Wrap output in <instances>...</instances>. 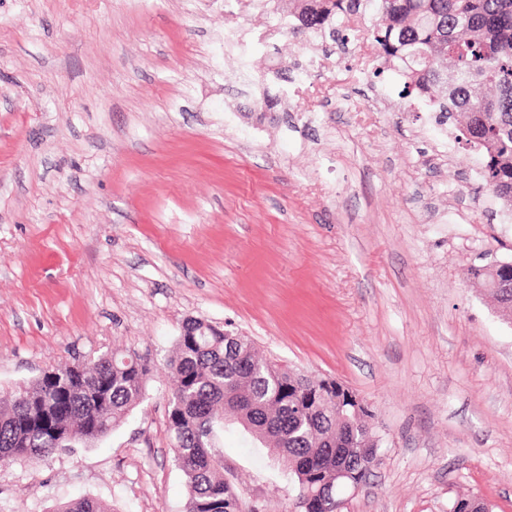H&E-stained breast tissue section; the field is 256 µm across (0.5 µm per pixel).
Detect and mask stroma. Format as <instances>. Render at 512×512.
Listing matches in <instances>:
<instances>
[{
	"label": "stroma",
	"instance_id": "1",
	"mask_svg": "<svg viewBox=\"0 0 512 512\" xmlns=\"http://www.w3.org/2000/svg\"><path fill=\"white\" fill-rule=\"evenodd\" d=\"M287 11L0 0V392L113 350L156 366L106 437L0 466V512H184L164 364L189 319L366 401L380 463L341 512H512V325L469 278L512 261V221L370 44L271 32ZM215 450L240 512H300L239 427ZM51 512H112L97 498L85 496L61 505Z\"/></svg>",
	"mask_w": 512,
	"mask_h": 512
}]
</instances>
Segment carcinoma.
I'll use <instances>...</instances> for the list:
<instances>
[{
    "label": "carcinoma",
    "mask_w": 512,
    "mask_h": 512,
    "mask_svg": "<svg viewBox=\"0 0 512 512\" xmlns=\"http://www.w3.org/2000/svg\"><path fill=\"white\" fill-rule=\"evenodd\" d=\"M289 28L346 43L351 22L383 63L404 79L401 95L462 126L483 155L481 178L512 213V0H289ZM499 300L512 287V262L471 269ZM225 329L188 319L167 360L173 378L168 426L174 462L188 487L184 512H238L214 440L241 425L279 459L301 496L336 499L332 468L348 455L379 459L373 414L353 392L304 379L267 362L244 336L227 353ZM153 368L136 353L112 352L47 369L0 403V463L34 462L106 436L146 398ZM53 512H112L85 496Z\"/></svg>",
    "instance_id": "carcinoma-1"
}]
</instances>
